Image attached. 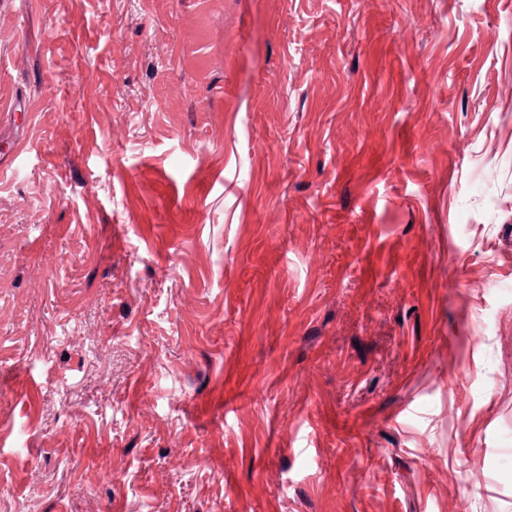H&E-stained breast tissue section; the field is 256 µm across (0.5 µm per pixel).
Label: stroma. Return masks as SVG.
Here are the masks:
<instances>
[{"instance_id": "35a3bbf8", "label": "stroma", "mask_w": 512, "mask_h": 512, "mask_svg": "<svg viewBox=\"0 0 512 512\" xmlns=\"http://www.w3.org/2000/svg\"><path fill=\"white\" fill-rule=\"evenodd\" d=\"M0 512H512V0H0Z\"/></svg>"}]
</instances>
